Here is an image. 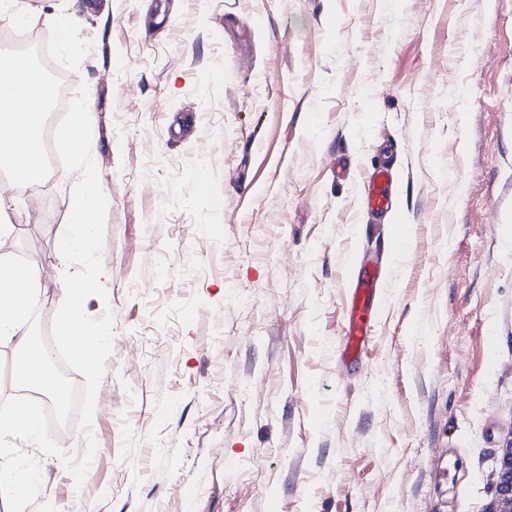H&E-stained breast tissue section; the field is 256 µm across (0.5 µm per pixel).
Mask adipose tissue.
Instances as JSON below:
<instances>
[{
  "label": "adipose tissue",
  "mask_w": 512,
  "mask_h": 512,
  "mask_svg": "<svg viewBox=\"0 0 512 512\" xmlns=\"http://www.w3.org/2000/svg\"><path fill=\"white\" fill-rule=\"evenodd\" d=\"M10 81H0V167L10 171L17 188L31 186L44 172L41 131L46 120L43 104L55 96V88L25 56L0 57V72ZM17 216L0 196V340L24 351L15 379L45 398H54L46 355L34 349L28 318L42 300V269L34 263L12 261L4 246L12 239Z\"/></svg>",
  "instance_id": "obj_1"
}]
</instances>
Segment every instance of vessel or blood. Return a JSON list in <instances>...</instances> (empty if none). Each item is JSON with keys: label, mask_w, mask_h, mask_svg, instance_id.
Returning a JSON list of instances; mask_svg holds the SVG:
<instances>
[{"label": "vessel or blood", "mask_w": 512, "mask_h": 512, "mask_svg": "<svg viewBox=\"0 0 512 512\" xmlns=\"http://www.w3.org/2000/svg\"><path fill=\"white\" fill-rule=\"evenodd\" d=\"M395 193V177L386 167L374 169L367 178L364 189V205L367 213L382 214L392 207ZM381 270L378 264L365 266L362 276L349 287L345 319L341 334V358L352 365L362 358L379 313V283Z\"/></svg>", "instance_id": "obj_1"}]
</instances>
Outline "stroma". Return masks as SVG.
Instances as JSON below:
<instances>
[{"label": "stroma", "instance_id": "35a3bbf8", "mask_svg": "<svg viewBox=\"0 0 512 512\" xmlns=\"http://www.w3.org/2000/svg\"><path fill=\"white\" fill-rule=\"evenodd\" d=\"M23 2L88 86L112 280L86 309L114 317L84 484L39 455L25 512H486L512 441V0ZM387 157L375 220L362 182ZM77 179L0 193L46 330ZM368 261L380 317L353 370ZM449 448L471 479L444 493ZM381 270L378 263L365 265L362 276L349 287L345 319L342 326L341 358L347 365L361 360L369 342L379 313V283Z\"/></svg>", "mask_w": 512, "mask_h": 512}]
</instances>
